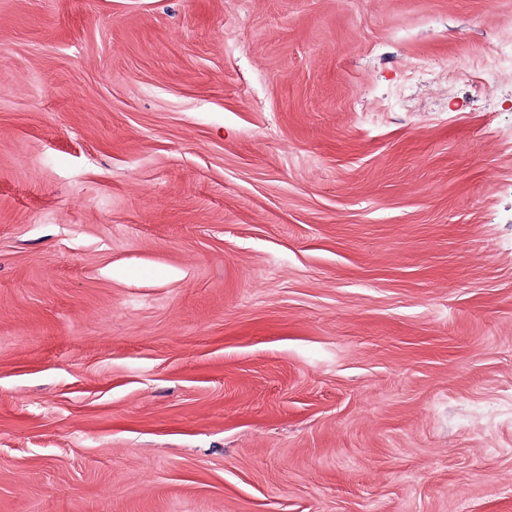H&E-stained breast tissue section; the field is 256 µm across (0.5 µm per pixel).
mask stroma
I'll return each instance as SVG.
<instances>
[{"label":"stroma","mask_w":512,"mask_h":512,"mask_svg":"<svg viewBox=\"0 0 512 512\" xmlns=\"http://www.w3.org/2000/svg\"><path fill=\"white\" fill-rule=\"evenodd\" d=\"M493 56L512 0H0V512H512Z\"/></svg>","instance_id":"1"}]
</instances>
